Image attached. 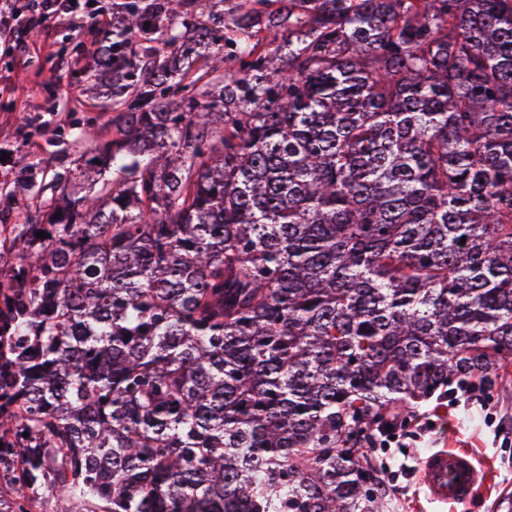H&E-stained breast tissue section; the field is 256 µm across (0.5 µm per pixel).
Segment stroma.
Segmentation results:
<instances>
[{"label": "stroma", "mask_w": 512, "mask_h": 512, "mask_svg": "<svg viewBox=\"0 0 512 512\" xmlns=\"http://www.w3.org/2000/svg\"><path fill=\"white\" fill-rule=\"evenodd\" d=\"M244 11H237V2ZM276 0H208L204 9L193 11L186 29L202 25L213 30L215 50L233 65L244 62L239 53L244 36H251L255 53L267 66L280 68L276 46L265 38V28ZM107 35L90 17L75 25L51 23L31 39L29 52L17 54L0 43V222L11 224L22 204L14 175L22 158L43 163L49 172L74 169L77 134L86 127L113 138L117 135L119 107L105 99L86 95L82 71L92 64ZM435 448H465L476 465L486 469L489 484L464 512H512V371L494 378L487 407L473 404L454 411L440 410L433 427L417 447L374 448L372 463L418 465ZM395 482L388 512H463L458 506L432 502L417 475H400Z\"/></svg>", "instance_id": "35a3bbf8"}]
</instances>
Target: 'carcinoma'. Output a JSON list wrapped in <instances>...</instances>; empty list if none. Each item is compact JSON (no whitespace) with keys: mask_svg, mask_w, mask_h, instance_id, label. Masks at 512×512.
<instances>
[{"mask_svg":"<svg viewBox=\"0 0 512 512\" xmlns=\"http://www.w3.org/2000/svg\"><path fill=\"white\" fill-rule=\"evenodd\" d=\"M200 2L139 0L85 78L127 107L86 165L125 178L76 197L25 166L0 512H385L374 425L512 367V0H287L286 67L175 112ZM166 37V21L156 20L147 33L139 32L132 37L131 43H133V47L136 44V49L135 51L132 50L130 43L129 50L139 56L136 59L137 62L139 59H142V50L146 48H148L147 50H153L157 54L165 55L167 53Z\"/></svg>","mask_w":512,"mask_h":512,"instance_id":"1","label":"carcinoma"}]
</instances>
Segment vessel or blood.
Here are the masks:
<instances>
[{"mask_svg":"<svg viewBox=\"0 0 512 512\" xmlns=\"http://www.w3.org/2000/svg\"><path fill=\"white\" fill-rule=\"evenodd\" d=\"M421 480L432 501L467 504L483 488L487 475L476 467L469 452L437 448L422 458Z\"/></svg>","mask_w":512,"mask_h":512,"instance_id":"b4317fda","label":"vessel or blood"}]
</instances>
